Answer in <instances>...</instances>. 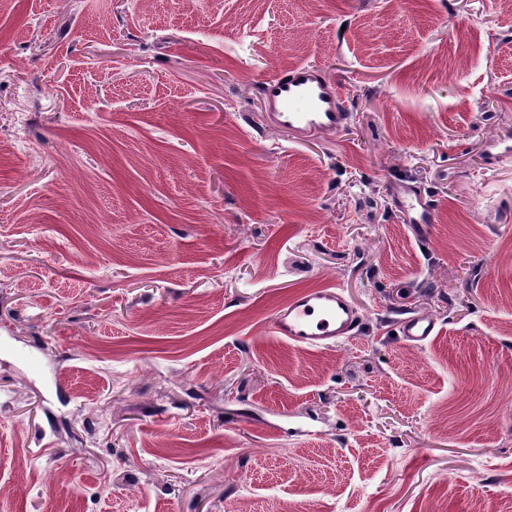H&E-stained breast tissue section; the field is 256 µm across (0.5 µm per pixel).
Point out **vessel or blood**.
Here are the masks:
<instances>
[{
    "instance_id": "b4317fda",
    "label": "vessel or blood",
    "mask_w": 512,
    "mask_h": 512,
    "mask_svg": "<svg viewBox=\"0 0 512 512\" xmlns=\"http://www.w3.org/2000/svg\"><path fill=\"white\" fill-rule=\"evenodd\" d=\"M259 94L267 117L298 141L318 132H338L350 119L337 84L309 65H299L263 80ZM396 206L417 228L434 221L433 208L419 186L400 183L392 188ZM360 317L342 289L328 287L298 295L279 308L272 319L275 335L308 346H327L356 335ZM405 342L420 345L438 334L431 317L407 314L399 320Z\"/></svg>"
}]
</instances>
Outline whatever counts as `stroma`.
Segmentation results:
<instances>
[{"label":"stroma","instance_id":"stroma-1","mask_svg":"<svg viewBox=\"0 0 512 512\" xmlns=\"http://www.w3.org/2000/svg\"><path fill=\"white\" fill-rule=\"evenodd\" d=\"M508 149L512 0H0V512H512ZM259 94L267 118L297 141L318 132H339L351 116L339 86L307 64L263 80ZM392 195L396 206L407 216L409 224H415L416 228L422 230L433 224L432 205L419 186L396 184L392 187ZM360 317L342 289L328 287L298 295L272 319L275 335L308 346H327L355 336ZM398 324L400 336L411 344L421 345L438 334L437 321L429 316L409 313Z\"/></svg>","mask_w":512,"mask_h":512}]
</instances>
